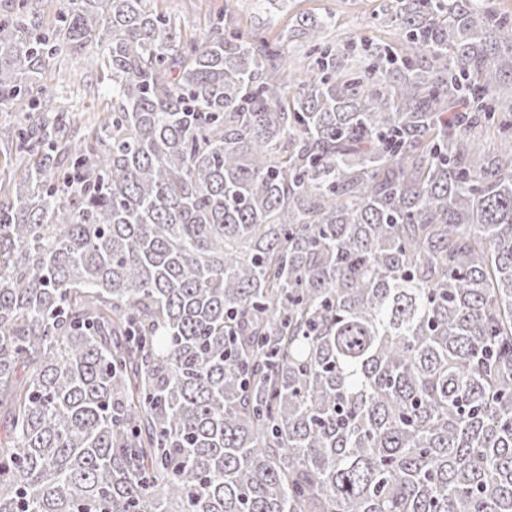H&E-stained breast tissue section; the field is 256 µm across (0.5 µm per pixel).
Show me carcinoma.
Instances as JSON below:
<instances>
[{
    "label": "carcinoma",
    "instance_id": "1",
    "mask_svg": "<svg viewBox=\"0 0 512 512\" xmlns=\"http://www.w3.org/2000/svg\"><path fill=\"white\" fill-rule=\"evenodd\" d=\"M40 6L0 7V512H512V15ZM63 53L112 90L80 139ZM151 6L174 15L183 38H198L207 33L211 16L224 7V0H152ZM235 11L236 25L245 30L264 29L270 38L291 28L300 15L327 12L336 16V35L358 38L383 36L387 27L367 25L377 13L379 0H242ZM287 1V2H286ZM85 56L62 55L52 61L44 71L38 85L45 88L44 94H54V105L85 117L105 113L111 107V95L106 93L108 81L102 70L88 67ZM99 89L100 96H90L88 86Z\"/></svg>",
    "mask_w": 512,
    "mask_h": 512
}]
</instances>
